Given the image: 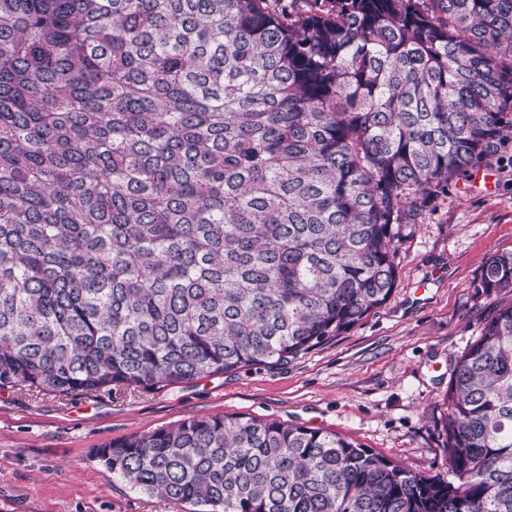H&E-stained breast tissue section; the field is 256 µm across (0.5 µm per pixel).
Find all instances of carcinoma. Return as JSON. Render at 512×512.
<instances>
[{"label":"carcinoma","mask_w":512,"mask_h":512,"mask_svg":"<svg viewBox=\"0 0 512 512\" xmlns=\"http://www.w3.org/2000/svg\"><path fill=\"white\" fill-rule=\"evenodd\" d=\"M509 129L512 0H0V390L287 363L386 302L394 226ZM447 400L450 480L242 415L90 456L198 512H512V306Z\"/></svg>","instance_id":"1"}]
</instances>
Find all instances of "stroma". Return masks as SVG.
Here are the masks:
<instances>
[{
  "label": "stroma",
  "instance_id": "obj_1",
  "mask_svg": "<svg viewBox=\"0 0 512 512\" xmlns=\"http://www.w3.org/2000/svg\"><path fill=\"white\" fill-rule=\"evenodd\" d=\"M397 284L355 326L287 364L135 396L31 400L0 391V512H176L89 452L191 416L277 419L347 437L414 472L447 474L442 422L452 365L512 292L481 272L512 251V136L398 230Z\"/></svg>",
  "mask_w": 512,
  "mask_h": 512
}]
</instances>
